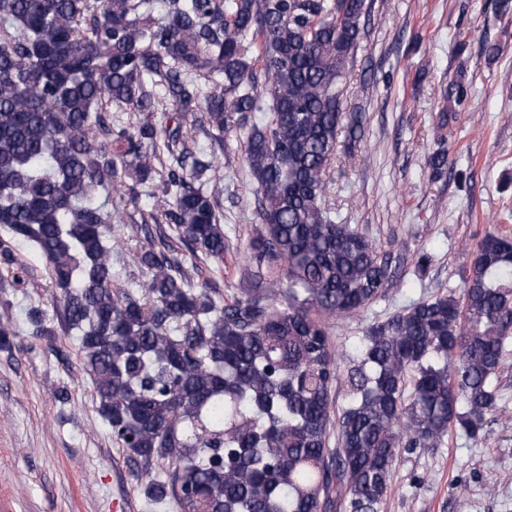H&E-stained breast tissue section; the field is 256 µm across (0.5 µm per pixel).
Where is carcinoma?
<instances>
[{"mask_svg": "<svg viewBox=\"0 0 512 512\" xmlns=\"http://www.w3.org/2000/svg\"><path fill=\"white\" fill-rule=\"evenodd\" d=\"M161 10V16L154 13ZM366 0H0V288H25L15 244L31 245L77 333L98 415L129 453L145 498L178 512H382L401 448L458 429L485 436L494 379L512 338V236L487 230L461 269L463 293L413 302L370 324L339 355L329 319L362 312L392 281L387 256L325 207L343 112L346 63ZM219 140L246 138L255 185L251 288L221 305L192 287L194 257L224 261L212 167L159 126L165 85ZM136 121L107 123V105ZM172 232L136 238L130 287L112 268V192L153 183ZM439 176L448 149L428 158ZM17 332L0 319V350ZM345 403L335 409L333 386ZM337 431L338 446L328 447ZM165 464L167 478L153 476Z\"/></svg>", "mask_w": 512, "mask_h": 512, "instance_id": "cac0c4a2", "label": "carcinoma"}]
</instances>
